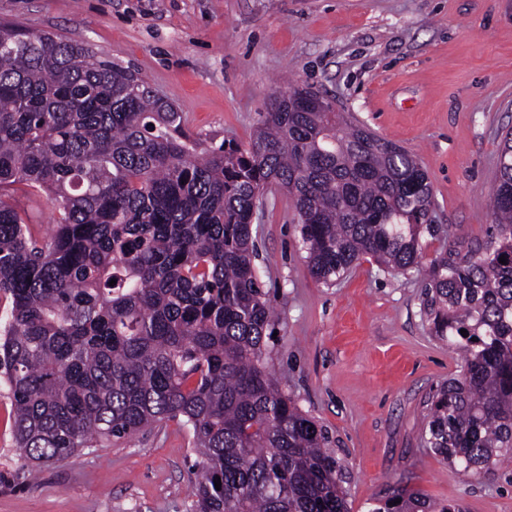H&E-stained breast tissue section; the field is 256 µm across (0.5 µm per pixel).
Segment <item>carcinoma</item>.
Wrapping results in <instances>:
<instances>
[{
	"mask_svg": "<svg viewBox=\"0 0 512 512\" xmlns=\"http://www.w3.org/2000/svg\"><path fill=\"white\" fill-rule=\"evenodd\" d=\"M276 102L249 148L201 151L136 73L0 25V385L31 464L178 420L202 456L189 512H349L328 436L268 372L254 209L284 188L331 284L365 256L416 266L439 235L433 191L412 154L329 100L295 87ZM502 142L488 238L424 270L434 336L462 362L429 395L422 439L465 478L512 463L511 131ZM16 185L56 203L51 232L4 199ZM369 512L465 510L402 489Z\"/></svg>",
	"mask_w": 512,
	"mask_h": 512,
	"instance_id": "1",
	"label": "carcinoma"
}]
</instances>
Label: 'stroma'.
Returning <instances> with one entry per match:
<instances>
[{"instance_id": "stroma-1", "label": "stroma", "mask_w": 512, "mask_h": 512, "mask_svg": "<svg viewBox=\"0 0 512 512\" xmlns=\"http://www.w3.org/2000/svg\"><path fill=\"white\" fill-rule=\"evenodd\" d=\"M0 23L135 70L206 148L248 146L274 97L309 87L419 158L449 245L486 238L512 128V0H0ZM253 237L275 315L270 369L327 431L350 512L399 488L512 512V465L464 480L423 442L428 395L461 357L431 333L421 272L364 259L318 281L274 185ZM13 425L0 387V512H187L192 502L197 455L178 421L35 470Z\"/></svg>"}]
</instances>
